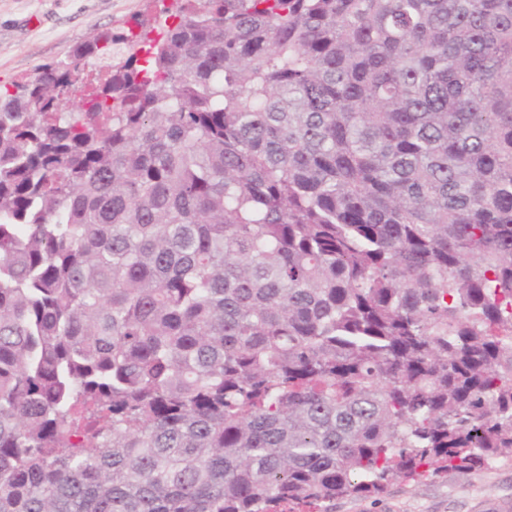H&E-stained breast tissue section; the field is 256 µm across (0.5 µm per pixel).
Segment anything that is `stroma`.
<instances>
[{
	"mask_svg": "<svg viewBox=\"0 0 512 512\" xmlns=\"http://www.w3.org/2000/svg\"><path fill=\"white\" fill-rule=\"evenodd\" d=\"M176 0H0V85L67 59L97 32L136 20L155 27ZM330 512H512V460L472 471L448 470L391 481L376 497H339Z\"/></svg>",
	"mask_w": 512,
	"mask_h": 512,
	"instance_id": "stroma-1",
	"label": "stroma"
}]
</instances>
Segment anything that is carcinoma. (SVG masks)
Listing matches in <instances>:
<instances>
[{"mask_svg": "<svg viewBox=\"0 0 512 512\" xmlns=\"http://www.w3.org/2000/svg\"><path fill=\"white\" fill-rule=\"evenodd\" d=\"M0 88V512H328L512 459V0H181Z\"/></svg>", "mask_w": 512, "mask_h": 512, "instance_id": "obj_1", "label": "carcinoma"}]
</instances>
